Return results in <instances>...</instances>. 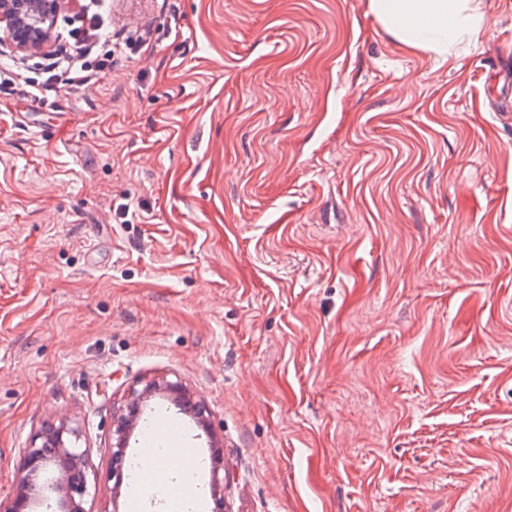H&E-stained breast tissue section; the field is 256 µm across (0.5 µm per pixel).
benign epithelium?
I'll list each match as a JSON object with an SVG mask.
<instances>
[{
    "mask_svg": "<svg viewBox=\"0 0 512 512\" xmlns=\"http://www.w3.org/2000/svg\"><path fill=\"white\" fill-rule=\"evenodd\" d=\"M64 2L66 0H0V43L6 41L21 53L42 51L50 39L52 19ZM157 390H166L176 395L178 402L187 406L191 404L190 397L177 384L151 382L142 390L131 392L126 412L115 416L112 422L108 480L113 482L112 490L115 492L124 481L127 438L140 418V402ZM79 440L78 429L64 421L48 423L37 432L24 451L19 492L0 501V512H30L31 505L41 501L44 494V485L38 483L37 476L53 460L65 462L51 485V490L59 496L62 512H84L88 481L84 467L85 451L79 448ZM223 470V449L218 448L213 457L211 484L217 512L223 510Z\"/></svg>",
    "mask_w": 512,
    "mask_h": 512,
    "instance_id": "7a95c632",
    "label": "benign epithelium"
}]
</instances>
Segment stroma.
<instances>
[{
	"label": "stroma",
	"mask_w": 512,
	"mask_h": 512,
	"mask_svg": "<svg viewBox=\"0 0 512 512\" xmlns=\"http://www.w3.org/2000/svg\"><path fill=\"white\" fill-rule=\"evenodd\" d=\"M453 63L367 0H106L128 58L0 46V498L44 423L190 449L194 512H512V0ZM127 217H120L119 207ZM84 9L73 17L70 26L81 23L80 26L72 28L67 33L68 40L76 45V52L70 54V57H43L46 63H40L39 70L43 74H48L46 81L60 84L69 89L79 88L87 84L93 76L104 73L106 69L112 67L114 62L115 50L98 55V43L92 39V35L102 37L100 20L97 15L89 14L87 5ZM90 30H92L90 32ZM91 34V35H90ZM113 54V56H112ZM157 390H166L176 395L177 401L191 404V399L184 389L177 384L162 382H151L145 385L141 391L133 390L128 398L125 413H120L113 418L112 422V443H111V467L108 480L113 481V491H118L124 481V469L126 462L127 438L131 429L134 428L141 415L140 402L147 395ZM211 494L215 504L214 511H223L224 458L222 448H217L213 457Z\"/></svg>",
	"instance_id": "stroma-1"
}]
</instances>
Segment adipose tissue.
<instances>
[{
	"label": "adipose tissue",
	"instance_id": "adipose-tissue-1",
	"mask_svg": "<svg viewBox=\"0 0 512 512\" xmlns=\"http://www.w3.org/2000/svg\"><path fill=\"white\" fill-rule=\"evenodd\" d=\"M368 7L400 42L442 55L485 22L472 0H368Z\"/></svg>",
	"mask_w": 512,
	"mask_h": 512
}]
</instances>
